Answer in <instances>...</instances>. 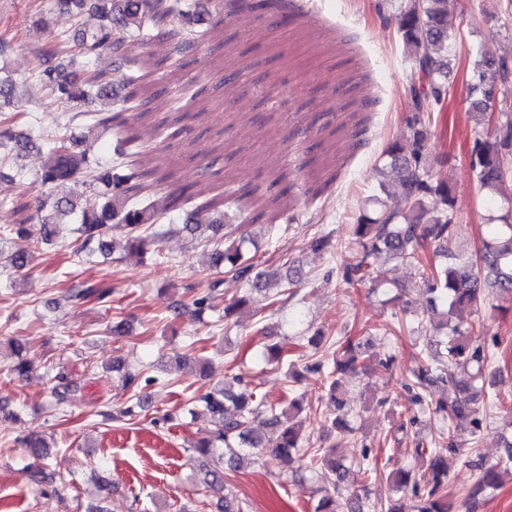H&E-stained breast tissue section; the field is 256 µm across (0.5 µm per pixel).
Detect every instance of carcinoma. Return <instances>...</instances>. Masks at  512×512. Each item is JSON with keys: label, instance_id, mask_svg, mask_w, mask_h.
<instances>
[{"label": "carcinoma", "instance_id": "carcinoma-1", "mask_svg": "<svg viewBox=\"0 0 512 512\" xmlns=\"http://www.w3.org/2000/svg\"><path fill=\"white\" fill-rule=\"evenodd\" d=\"M53 9L71 17L74 29L57 33L50 28L45 13L34 20L36 32L46 42L35 52L36 76L46 95V105L63 108L67 121L60 127L54 145L44 155L34 179L20 181L21 196L28 187L39 190V207H50V213L40 223L41 242L51 244L57 233L56 220L71 217L81 211L77 233V252L91 255L108 251L106 235L111 226L127 230V244L132 254H147V247L161 237L152 230L162 212L186 207L182 230L193 234L199 225V214L217 211L224 206V183L212 181L213 169L223 164L224 156L214 150L209 161L193 173L186 184L174 187L169 176L158 174L153 153L158 146L140 141L125 113L145 116L142 95L155 83H166V98L158 108L172 111L190 109L201 116L209 111L211 102L204 90L196 89L193 81L175 71L159 76L155 54L147 53L138 60V70L117 85L110 71L93 66V59L103 52L112 54V67L122 68L129 57L132 41L143 36L147 27L158 30L162 39L176 44L182 54L191 53L200 41L221 40V23H212L209 14L191 0H52ZM395 26L404 53L418 75V82L409 89L410 117L407 119L406 144L393 143L388 151L389 165L397 179L389 193L393 205H383L370 214L362 215L353 225V235L363 252L344 261L342 272L349 282L358 284L373 280L369 258L385 250L397 258H416L421 268L423 291L429 303V322L443 337L427 342L422 348L434 360L445 351L446 361L438 367L422 364L413 373L415 382L408 388L427 390L441 380L450 382L454 396L440 400L435 410L451 419L476 414L468 386L457 382L452 368L465 369L469 382L485 381L489 351L473 341L474 326H463L458 318L466 308L480 298L512 293V223L493 225L488 241L484 242L479 259L441 264L437 258L454 256L452 249L454 224L458 223L452 186L438 178L434 166L445 159H430L429 141L432 113L440 111L451 93L448 52L457 39L456 18L448 12V0H399ZM512 88L508 66L481 56L468 84L470 110L488 112L492 103L507 99ZM121 102V111L110 109L95 112L86 109L91 102ZM0 103L21 107L14 98L11 78H0ZM80 122L93 135L112 132L114 127L126 128L118 159L102 164L82 149L84 138L72 133V125ZM25 143L27 150L37 148L31 136L13 127L11 121L0 118V149L8 158L10 145ZM470 171L485 200L493 204L499 199H512V116L493 130L484 127L472 142ZM249 239L242 236L209 253V266L224 268L231 282L250 291H262L271 285L290 286L295 276L282 268L257 269L248 257ZM30 254L25 250L12 252L0 273L12 278H27ZM109 289L100 283L79 282L67 293L75 303L101 300ZM332 366L326 368L328 392L335 395L344 377L358 374L367 358L352 340L336 341L331 352ZM114 369L121 373L124 388L133 393L135 402L122 411L125 417L142 408V378L139 371ZM217 422L212 434L194 445L204 487L219 494L224 491V471L238 470L245 460L268 457L276 466L285 465L302 447V424L296 421L300 403L292 400L288 410L278 409L266 397L254 393H237L226 383L217 384L194 401ZM261 418L278 430L275 438L266 440L255 432L253 422ZM22 444L37 460L48 455L46 439L31 433ZM417 458L424 462L418 469L400 470L391 474L393 482L409 487L418 503L409 510L401 504H362V497L348 499L347 512H451L441 490L448 485V465L439 453L426 454L418 445ZM312 461L320 463V478L333 490H343L356 481L367 486L374 470L372 450H363L354 467L336 462V449L313 451ZM512 471V449L506 459L483 469L481 478L468 495L467 501L497 488L501 473Z\"/></svg>", "mask_w": 512, "mask_h": 512}]
</instances>
